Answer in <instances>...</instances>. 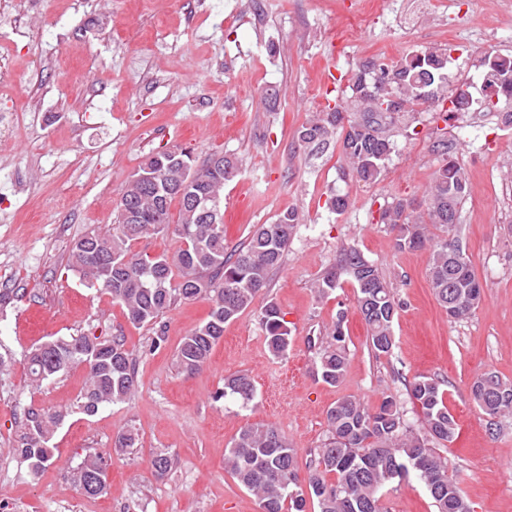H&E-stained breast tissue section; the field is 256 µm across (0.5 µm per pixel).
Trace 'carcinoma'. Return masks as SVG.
<instances>
[{"label":"carcinoma","instance_id":"carcinoma-1","mask_svg":"<svg viewBox=\"0 0 512 512\" xmlns=\"http://www.w3.org/2000/svg\"><path fill=\"white\" fill-rule=\"evenodd\" d=\"M448 49L428 47L386 63L371 59L348 79L349 95L342 104L314 113L297 132L299 146L324 149L339 143L349 166L343 177L373 183L379 179L393 149L394 130L415 107L432 100L442 115L449 112ZM495 65L484 66V83L499 85L512 75V63L491 53ZM388 72L375 93L365 92L364 84L375 72ZM401 100V111L388 112L383 105L392 97ZM442 157L422 203L414 208L394 197L380 207L381 223L395 232L399 251L429 248V280L438 303L454 320L469 318L482 300L483 285L457 238L459 212L468 184L463 165L450 156L452 144L439 139L432 145ZM154 181L174 190L157 196L135 181L120 193L117 210L138 206L142 219L135 224L118 220L106 233H92L72 248L70 269L80 280L97 287L120 304L130 323H155L176 302L191 300L203 292L213 293L208 319L183 337L175 354L177 368L187 376L199 373L213 347L224 336V324L238 318L267 288L272 273L281 265L283 254L299 224L295 210L288 209L269 224H260L248 241L228 249L224 225L210 224L200 211L190 206L175 187L182 182L179 169L169 165L165 151L147 157ZM238 172V159L223 155L222 161L205 160L195 176V190L224 201V186ZM180 204L175 233L181 246L177 252L148 255L133 253L130 242L169 228V208ZM443 233L437 237L431 228ZM179 281L173 283V270ZM347 275L357 289V306L367 326L370 349L378 357L391 354L395 345L394 321L400 303L377 267L355 247L340 254L336 265L324 271L314 283L317 296L326 297ZM347 312L317 337L313 374L329 385L342 379L346 364ZM270 352L276 357L288 353L292 339L287 321L277 305L269 301L261 312ZM28 375L40 385L53 379L72 364L87 369V380L79 410L87 416L106 405L121 403L136 388L135 364L122 340L70 336L45 342L25 355ZM408 395L418 406L422 427L415 431L406 423L400 404L391 395L371 409L354 396L339 399L326 412L328 438L317 448L315 465L301 477L295 465L294 449L278 428L249 425L233 438L225 457L231 476L259 501L262 512H305L307 501L316 502L319 512H383L381 497L385 486L413 474L434 500L437 512H471L457 481L448 474L447 461L434 444L451 442L457 422L448 409L441 383L419 375L407 384ZM469 395L491 419L512 417V381L493 371L478 375ZM218 397L246 406L255 398V387L246 374L224 380ZM64 415L57 411L30 410L25 415V432L13 449L29 466L40 469L52 457L50 446ZM136 428L128 426L114 440L116 448H133L138 442ZM106 460L93 454L71 470L82 492L94 497L106 488ZM336 481L329 483L326 475Z\"/></svg>","mask_w":512,"mask_h":512}]
</instances>
